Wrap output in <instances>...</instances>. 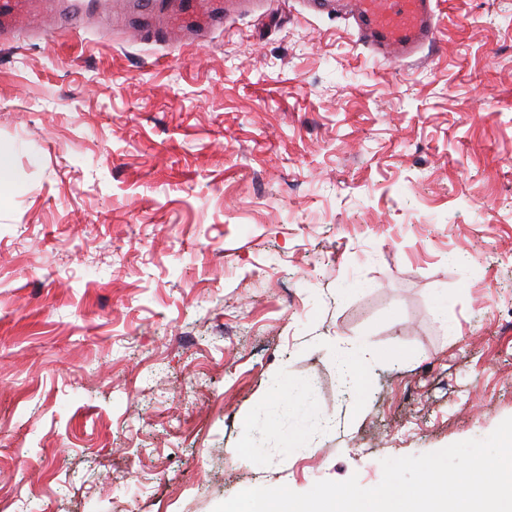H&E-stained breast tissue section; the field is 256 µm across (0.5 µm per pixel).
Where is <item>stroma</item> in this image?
I'll use <instances>...</instances> for the list:
<instances>
[{
  "instance_id": "obj_1",
  "label": "stroma",
  "mask_w": 512,
  "mask_h": 512,
  "mask_svg": "<svg viewBox=\"0 0 512 512\" xmlns=\"http://www.w3.org/2000/svg\"><path fill=\"white\" fill-rule=\"evenodd\" d=\"M216 4L169 45L166 12L42 0L0 43L7 512L370 488L512 417V0H439L440 49L401 66L345 0ZM277 381L331 427L240 460ZM336 346L339 349L336 365L341 374L342 387L346 392L355 394L363 384L362 374L355 361L367 363L370 360L369 353L356 345L340 346L336 343Z\"/></svg>"
}]
</instances>
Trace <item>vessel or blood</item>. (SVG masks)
I'll use <instances>...</instances> for the list:
<instances>
[{"instance_id":"vessel-or-blood-1","label":"vessel or blood","mask_w":512,"mask_h":512,"mask_svg":"<svg viewBox=\"0 0 512 512\" xmlns=\"http://www.w3.org/2000/svg\"><path fill=\"white\" fill-rule=\"evenodd\" d=\"M32 0H0V39L22 23ZM436 0H354L358 39L377 57L402 62L439 42Z\"/></svg>"}]
</instances>
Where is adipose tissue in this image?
Here are the masks:
<instances>
[{
    "label": "adipose tissue",
    "instance_id": "adipose-tissue-1",
    "mask_svg": "<svg viewBox=\"0 0 512 512\" xmlns=\"http://www.w3.org/2000/svg\"><path fill=\"white\" fill-rule=\"evenodd\" d=\"M264 417L259 426L238 448L235 456L258 461H267L270 457L265 430L270 426L284 427L290 440L300 443L309 440L316 431L330 428L331 423L325 417L314 413L306 390L289 388L280 402L273 404L260 402Z\"/></svg>",
    "mask_w": 512,
    "mask_h": 512
}]
</instances>
